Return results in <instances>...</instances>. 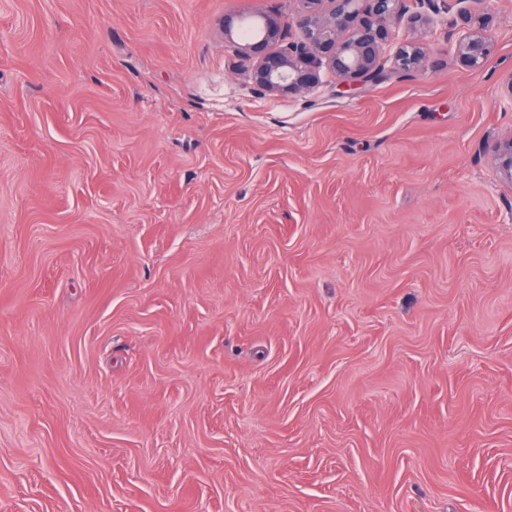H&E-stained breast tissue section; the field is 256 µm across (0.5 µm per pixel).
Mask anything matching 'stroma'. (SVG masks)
<instances>
[{
  "label": "stroma",
  "instance_id": "35a3bbf8",
  "mask_svg": "<svg viewBox=\"0 0 512 512\" xmlns=\"http://www.w3.org/2000/svg\"><path fill=\"white\" fill-rule=\"evenodd\" d=\"M296 7L0 0V512H512V0L263 94ZM458 17L463 30L455 39H448V51L466 69L481 71L496 48L495 38L491 33L492 18L469 5L459 7Z\"/></svg>",
  "mask_w": 512,
  "mask_h": 512
}]
</instances>
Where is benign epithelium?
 Segmentation results:
<instances>
[{"mask_svg":"<svg viewBox=\"0 0 512 512\" xmlns=\"http://www.w3.org/2000/svg\"><path fill=\"white\" fill-rule=\"evenodd\" d=\"M293 13L224 15L222 28L230 37L246 22L255 27L252 38L238 45L236 57L251 84L269 95L297 94L319 85L321 72L334 74L338 85L353 91L383 79L385 54L392 69L412 74L427 68L425 45L416 39H397L396 26L432 24L435 0H297ZM462 33L448 40L452 53L468 70L484 68L496 48L492 18L456 0ZM503 176L512 181V136L497 146Z\"/></svg>","mask_w":512,"mask_h":512,"instance_id":"benign-epithelium-1","label":"benign epithelium"}]
</instances>
